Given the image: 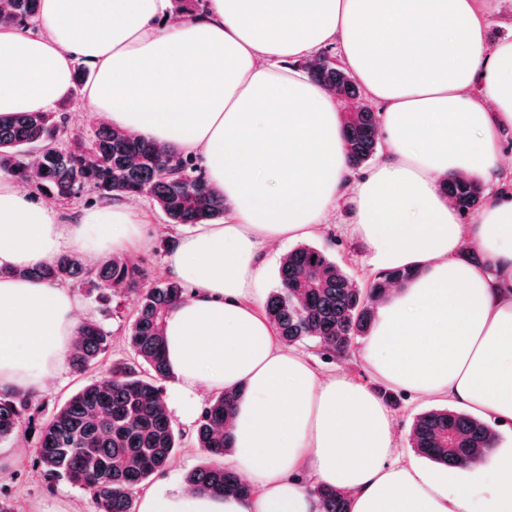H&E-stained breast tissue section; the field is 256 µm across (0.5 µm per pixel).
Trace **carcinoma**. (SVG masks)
Masks as SVG:
<instances>
[{
  "label": "carcinoma",
  "instance_id": "carcinoma-1",
  "mask_svg": "<svg viewBox=\"0 0 512 512\" xmlns=\"http://www.w3.org/2000/svg\"><path fill=\"white\" fill-rule=\"evenodd\" d=\"M40 0H6L0 22L22 29L36 27ZM311 78L334 94L355 99L360 90L350 73L323 51L306 63ZM379 113L368 106L344 116V142L350 168L357 172L375 159L380 137ZM0 173L10 175L58 203L86 191L103 199L147 197L174 225L224 219V197L212 190L200 166L187 156L162 150L148 140L98 124L88 138L73 139L68 115L60 110L19 112L0 121ZM448 199L463 215L485 202L483 184L450 176L442 182ZM46 283L89 284L104 305L113 298L131 300L124 336L129 360L112 363L56 408L37 432L38 464L49 475L87 491L96 512H135L138 490L163 473L185 438L212 461L188 472L191 492L247 498L249 484L219 459L233 449L232 407L239 397L226 391L203 407L191 435L177 429L159 381L170 378L165 355L168 312L186 299L187 288L173 279H156L151 270L119 254L89 266L74 252L52 266L20 271ZM414 276L394 268L362 288L325 249L301 244L286 254L279 287L267 298L264 312L287 346L312 341L330 355L350 350L369 334L375 308L367 299L387 295ZM110 332L98 321L85 322L69 354L71 369L83 374L109 348ZM37 408L25 392H0V441L14 438ZM413 451L435 464L462 468L480 463L498 444L496 432L481 418L450 408L419 414L409 438ZM310 491L322 512H350L347 494L326 487Z\"/></svg>",
  "mask_w": 512,
  "mask_h": 512
}]
</instances>
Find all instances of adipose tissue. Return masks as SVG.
<instances>
[{
  "mask_svg": "<svg viewBox=\"0 0 512 512\" xmlns=\"http://www.w3.org/2000/svg\"><path fill=\"white\" fill-rule=\"evenodd\" d=\"M490 14L489 0H206L181 16L172 0H41L37 32L0 25V119L55 108L83 59L84 106L199 159L229 206L165 259L189 289L166 354L185 418L199 389L239 391L229 461L255 491L168 485L138 512H321L313 483L347 493L351 512H512V455L492 451L464 484L399 457L378 394L285 347L258 302L267 246L321 232L347 201L367 272H415L377 305L360 350L371 376L512 421V41L488 42ZM331 43L382 106V156L356 179L332 94L288 66ZM453 175L496 189L471 223L442 193ZM141 220L119 200L68 216L0 173V390L41 393L96 318L69 286L14 269L70 251L95 263L141 240ZM467 246L487 265L463 261Z\"/></svg>",
  "mask_w": 512,
  "mask_h": 512,
  "instance_id": "obj_1",
  "label": "adipose tissue"
}]
</instances>
